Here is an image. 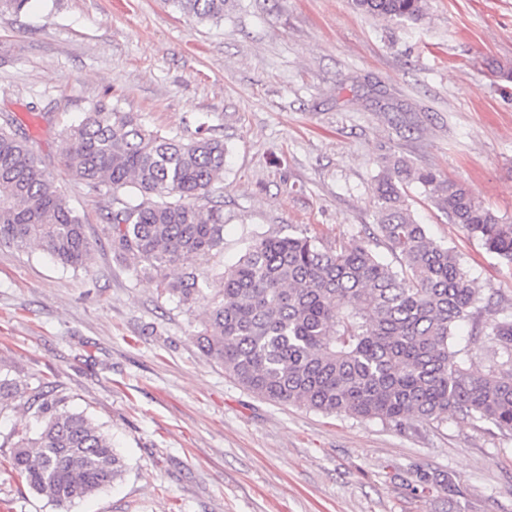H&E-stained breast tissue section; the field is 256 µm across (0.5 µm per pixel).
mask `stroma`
<instances>
[{
  "label": "stroma",
  "mask_w": 512,
  "mask_h": 512,
  "mask_svg": "<svg viewBox=\"0 0 512 512\" xmlns=\"http://www.w3.org/2000/svg\"><path fill=\"white\" fill-rule=\"evenodd\" d=\"M100 101L186 140L224 141V247L301 230L337 247L376 236L380 164L403 157L512 221V0H428L387 21L351 0H228L202 22L172 0H29L0 14V118L21 126L86 219V269L0 244V365L86 412L123 455L112 488L60 505L8 461L31 412L0 414V512H512V433L470 416H327L257 397L195 341L213 301L184 305L115 254L106 198L62 169L67 126ZM407 194L455 247L482 318H512V266Z\"/></svg>",
  "instance_id": "stroma-1"
}]
</instances>
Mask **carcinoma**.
I'll return each mask as SVG.
<instances>
[{"label":"carcinoma","instance_id":"cac0c4a2","mask_svg":"<svg viewBox=\"0 0 512 512\" xmlns=\"http://www.w3.org/2000/svg\"><path fill=\"white\" fill-rule=\"evenodd\" d=\"M200 20L224 17L225 0H174ZM355 9L417 23L426 0H352ZM224 142L184 141L146 128L130 112L98 102L66 130L61 163L87 192L108 198V241L135 270L159 279L183 303L202 286L214 305L196 336L204 355L238 385L265 400L325 414L399 425L410 416L478 417L512 432V319L486 337L502 358L477 374L450 343L465 322L479 330L480 289L458 253L434 242L406 203L419 185L451 224L512 265V224L439 173L387 158L375 197L378 232L400 260L366 245L333 248L318 235L255 237L237 264L214 281L191 269L224 245V210L210 195L224 180ZM0 243L35 244L65 268H86L92 244L82 216L6 119L0 124ZM28 404L37 437L18 435L9 465L36 493L70 504L121 479L111 438L82 413L58 407L0 377V413Z\"/></svg>","mask_w":512,"mask_h":512}]
</instances>
